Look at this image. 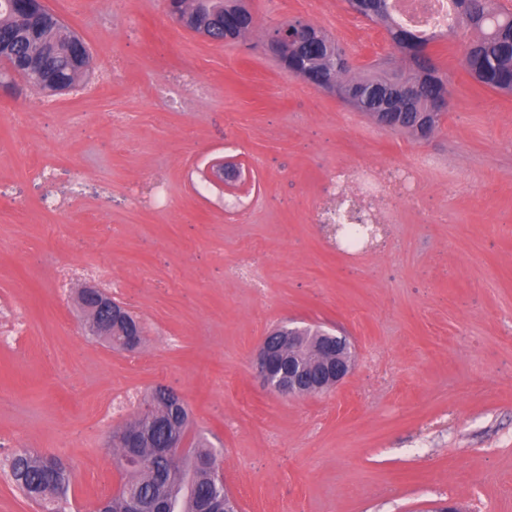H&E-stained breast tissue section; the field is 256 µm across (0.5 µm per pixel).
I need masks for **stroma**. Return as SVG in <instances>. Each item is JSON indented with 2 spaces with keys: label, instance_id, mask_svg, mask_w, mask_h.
<instances>
[{
  "label": "stroma",
  "instance_id": "35a3bbf8",
  "mask_svg": "<svg viewBox=\"0 0 512 512\" xmlns=\"http://www.w3.org/2000/svg\"><path fill=\"white\" fill-rule=\"evenodd\" d=\"M103 2L43 0L89 49V79L111 72L99 96L0 90V469L23 449L61 457L69 512H93L121 482L110 435L163 385L242 512H512V95L469 77L459 41L433 43L450 103L419 139L265 51L299 20L353 72L393 56L346 0H249L257 35L235 44L164 0ZM185 71L202 86L171 106L161 89ZM421 154L433 165L397 185ZM218 162L234 176L213 184ZM41 163L50 179L27 174ZM346 166L373 170L391 219L357 252L318 221ZM88 279L140 319L135 352L84 333ZM282 324L347 336L349 377L270 392L254 356Z\"/></svg>",
  "mask_w": 512,
  "mask_h": 512
}]
</instances>
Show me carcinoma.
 Returning <instances> with one entry per match:
<instances>
[{
    "label": "carcinoma",
    "instance_id": "obj_1",
    "mask_svg": "<svg viewBox=\"0 0 512 512\" xmlns=\"http://www.w3.org/2000/svg\"><path fill=\"white\" fill-rule=\"evenodd\" d=\"M389 2L347 0L353 12L384 27L394 50L404 56V68L395 71L381 62L346 79L350 67L340 63L345 51L324 32L319 42L299 46L294 40L288 41V58L300 59L309 72L327 73L338 95L346 86L360 88L361 96L346 103L368 116L377 115L384 129L418 138L422 131L420 115L427 111L431 100L449 94L447 76L440 73L435 61L425 58L428 46L437 40L472 34L462 42L467 72L488 89L512 91V22L504 23L503 10L495 0H454L453 25L431 35L396 24ZM239 9L238 0H212L200 23L210 28L213 39L221 40L224 28L237 21ZM73 39L78 36L50 12L30 11L15 0H0V60L9 67L21 70L27 57L40 54L41 62L53 65L58 78L71 86L84 75L68 62ZM393 72L405 82L418 85V91L411 99L395 98L389 104L390 111L383 112L376 88ZM191 426L188 408H173L156 389L145 407L123 426L138 437V446L127 448L112 442L113 462L124 472L125 486L136 493L146 512H151L160 500L176 505L177 512H221L229 503L227 488L214 469L216 451L202 439L190 437ZM171 435L189 438L190 453L178 463L157 456V448ZM11 470L17 489L31 496L38 508L52 505L51 512H66L73 479L67 464L23 450L14 454ZM98 507L103 512H127V497L122 493L105 498Z\"/></svg>",
    "mask_w": 512,
    "mask_h": 512
}]
</instances>
